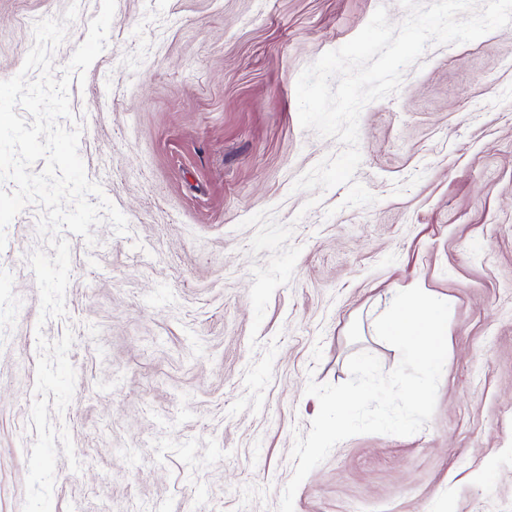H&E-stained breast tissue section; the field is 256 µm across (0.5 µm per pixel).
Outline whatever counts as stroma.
Masks as SVG:
<instances>
[{
	"label": "stroma",
	"instance_id": "stroma-1",
	"mask_svg": "<svg viewBox=\"0 0 512 512\" xmlns=\"http://www.w3.org/2000/svg\"><path fill=\"white\" fill-rule=\"evenodd\" d=\"M78 16L62 72L100 0H0V80L35 23ZM398 0H116L105 50L71 83L88 178L129 232L68 235L66 315L41 320L26 207L0 252V512H22L37 333L73 332L53 512H277L319 402L349 358L400 361L376 319L413 283L448 301V364L410 436L337 444L294 512H512V25L432 46L399 90L366 104L346 186L294 190L343 146L302 129L296 83Z\"/></svg>",
	"mask_w": 512,
	"mask_h": 512
}]
</instances>
